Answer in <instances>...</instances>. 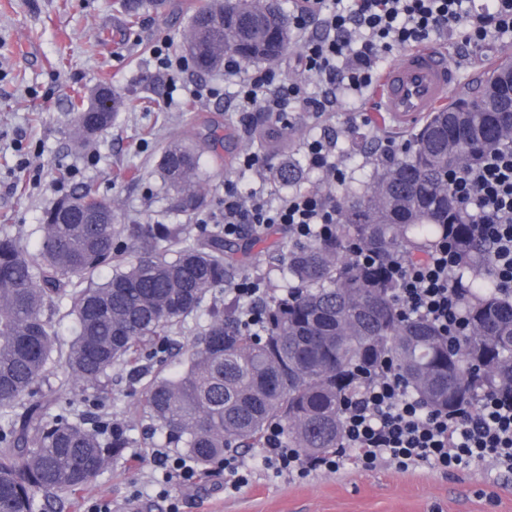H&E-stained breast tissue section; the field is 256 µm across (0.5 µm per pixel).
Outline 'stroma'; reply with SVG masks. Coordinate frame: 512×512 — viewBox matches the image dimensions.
Here are the masks:
<instances>
[{
  "mask_svg": "<svg viewBox=\"0 0 512 512\" xmlns=\"http://www.w3.org/2000/svg\"><path fill=\"white\" fill-rule=\"evenodd\" d=\"M208 0H164L161 8L128 17L119 0H0V226L20 234L29 248L41 241V217L57 198L88 186L111 200L120 224H181L191 240L217 230L224 202V182L239 181L242 190L262 188L253 173H242L238 162L250 152L267 154L263 134L270 122L258 119L245 129L237 112L235 88L223 72L206 76L187 70L183 78L200 80L216 89L211 99L180 106L166 103L168 82L152 57L162 38L182 53L192 13ZM463 77L462 90L473 92L495 63L512 57V36L483 47L474 56L458 54L453 39H437ZM109 83L126 105L111 128L85 150L72 148L74 135L70 100ZM349 102L336 104L319 118L290 113V126L278 135L289 156L303 161L306 139L326 136L336 142L349 165L348 182L359 185L373 172L366 156L384 140L403 148L410 129L393 128L376 119L377 104L365 94L364 122L349 124ZM174 141L201 149L200 186L208 194L202 212L186 215L171 209L158 163ZM232 263L235 278L261 276L268 288L283 292L270 278L281 263L289 236L272 226L258 237L239 238ZM233 305L223 287L211 290L200 310L187 317L177 335L179 355L168 358L164 371L182 367L195 336L212 310ZM142 385L124 367L112 371V393L101 412L130 429L138 446L126 459L109 463L81 501L108 503L112 512H167L179 500L181 512H512V471L480 462L453 473L426 467L402 472L384 464L371 471L341 462L336 471L317 470L308 478H287L267 468L256 448L241 457L253 478L238 491L226 489L223 475L195 487L163 483L153 453L163 447L162 435L143 440L147 421L134 407Z\"/></svg>",
  "mask_w": 512,
  "mask_h": 512,
  "instance_id": "obj_1",
  "label": "stroma"
}]
</instances>
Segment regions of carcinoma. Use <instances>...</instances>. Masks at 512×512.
Instances as JSON below:
<instances>
[{
    "label": "carcinoma",
    "mask_w": 512,
    "mask_h": 512,
    "mask_svg": "<svg viewBox=\"0 0 512 512\" xmlns=\"http://www.w3.org/2000/svg\"><path fill=\"white\" fill-rule=\"evenodd\" d=\"M280 0H209L191 20L186 52L202 71L242 61L272 62L290 46ZM74 143L87 148L112 126L124 100L106 86L71 101ZM512 58L493 65L481 89L423 119L392 164H374L368 182L343 189L340 217L328 237L296 241L285 273L291 286L271 295L261 329L241 327L236 311L214 312L192 344L182 370L143 385L144 417L206 469L237 448H262L279 427L288 447L307 458L342 445V405L392 360L407 393L427 411L475 408L493 391L512 401V299L503 297L482 225L448 188V171L512 149L501 131L512 114ZM200 150L170 143L160 173L172 209L207 206ZM303 176L290 158L273 180L292 186ZM43 236L31 252L18 234H0V512H43L50 501L77 509L104 467L134 444L127 430L96 409L108 399L112 369L142 380L141 353L174 343L208 291L224 284V254L236 245L215 231L190 242L167 224H117L112 202L92 189L58 198L42 216ZM446 234L454 243L470 325L458 349L423 318H405L388 269L396 254H424ZM125 238L130 254L116 249ZM373 256L361 262L355 252ZM112 275L91 285L98 271ZM70 303L76 333L60 351L54 315ZM94 389L79 402L50 408L38 396L57 374Z\"/></svg>",
    "instance_id": "cac0c4a2"
}]
</instances>
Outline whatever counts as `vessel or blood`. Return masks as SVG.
<instances>
[{"instance_id":"obj_1","label":"vessel or blood","mask_w":512,"mask_h":512,"mask_svg":"<svg viewBox=\"0 0 512 512\" xmlns=\"http://www.w3.org/2000/svg\"><path fill=\"white\" fill-rule=\"evenodd\" d=\"M458 86L457 69L446 52L417 47L380 74L374 97L384 118L407 127L445 106Z\"/></svg>"}]
</instances>
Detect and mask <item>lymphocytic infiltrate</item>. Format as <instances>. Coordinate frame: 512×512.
Masks as SVG:
<instances>
[{
  "instance_id": "f902f5d3",
  "label": "lymphocytic infiltrate",
  "mask_w": 512,
  "mask_h": 512,
  "mask_svg": "<svg viewBox=\"0 0 512 512\" xmlns=\"http://www.w3.org/2000/svg\"><path fill=\"white\" fill-rule=\"evenodd\" d=\"M289 18L301 48L303 80L282 77L276 67L242 74L233 54L224 57V72L240 75L238 110L245 122L260 115L283 120L291 112L320 116L339 99L358 100L373 86L384 52L425 44L440 33L459 34L470 52L512 34V0H492L472 11L464 0H355L354 7L326 10L325 0H300ZM449 187L459 207L483 224L492 244L491 263L502 294L512 296V151H498L480 166L449 172ZM336 198L329 192L297 191L271 202L242 193L234 181L224 185V233L240 236L279 224L296 239L327 235L338 221ZM390 274L399 283L404 316L436 324L448 342L460 346L470 332L459 288L458 263L450 242L425 255L396 258ZM230 292L238 305L240 325L259 329L264 320L259 279L246 277ZM342 448L305 461L288 447L279 428H270L262 457L286 475L308 476L319 468H338L341 458L362 470L388 463L401 470L429 466L459 470L488 459L512 470V402L487 393L474 410L449 415L427 412L407 395L393 364L343 408Z\"/></svg>"
}]
</instances>
